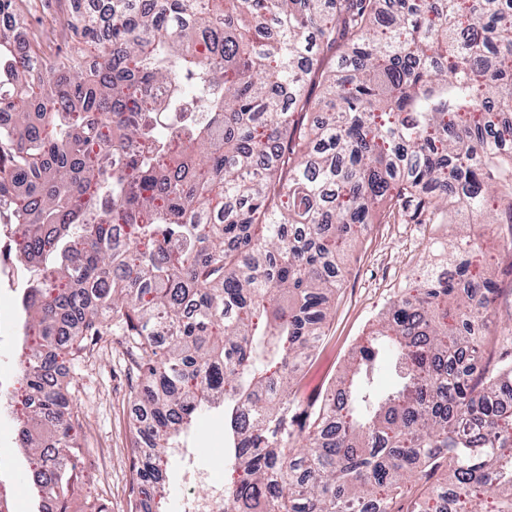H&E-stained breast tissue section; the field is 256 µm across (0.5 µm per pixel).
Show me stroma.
I'll list each match as a JSON object with an SVG mask.
<instances>
[{"mask_svg": "<svg viewBox=\"0 0 512 512\" xmlns=\"http://www.w3.org/2000/svg\"><path fill=\"white\" fill-rule=\"evenodd\" d=\"M33 10L18 25L19 34L34 30L40 18L55 21L54 46L66 49L70 33L64 23L70 0H32ZM455 224L393 222L381 217L371 225L347 259L348 273L336 295L325 335L298 374L297 398L301 404L319 401L337 383L356 346L376 325L388 303L423 269L440 262L439 243L455 239ZM504 226L489 225L480 239L486 260L481 273L496 282L499 296L495 317L485 338L486 352L497 358L498 334L512 323V253L503 247ZM71 386L70 406L82 419V447L88 448V468L97 474V492L88 495L77 487L72 512H94L110 504L112 512H131V462L135 432L132 426L130 381L122 337H105L78 363L65 365ZM17 416L0 412V498L10 512H37L39 499L26 463L16 446ZM191 446L200 453V466L215 473L224 470V420L219 412L199 415Z\"/></svg>", "mask_w": 512, "mask_h": 512, "instance_id": "35a3bbf8", "label": "stroma"}]
</instances>
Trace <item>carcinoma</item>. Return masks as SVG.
Returning <instances> with one entry per match:
<instances>
[{"label":"carcinoma","instance_id":"obj_1","mask_svg":"<svg viewBox=\"0 0 512 512\" xmlns=\"http://www.w3.org/2000/svg\"><path fill=\"white\" fill-rule=\"evenodd\" d=\"M66 24L48 54L0 27L39 497L70 512L95 481L59 361L115 335L146 499L221 407L236 512H397L410 482L409 512H512V325L485 359L498 288L470 261L512 225V0H72ZM382 205L473 232L390 304L298 449L294 380Z\"/></svg>","mask_w":512,"mask_h":512}]
</instances>
